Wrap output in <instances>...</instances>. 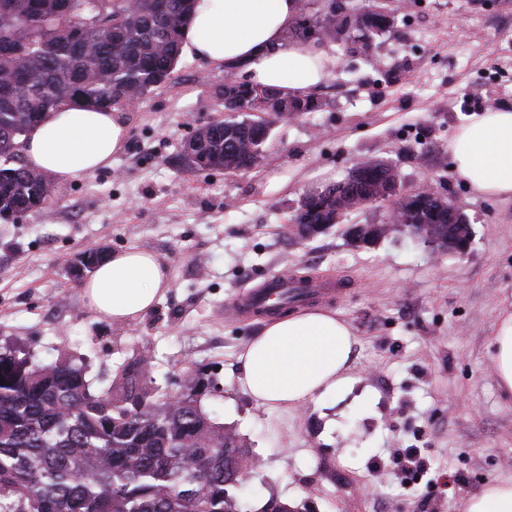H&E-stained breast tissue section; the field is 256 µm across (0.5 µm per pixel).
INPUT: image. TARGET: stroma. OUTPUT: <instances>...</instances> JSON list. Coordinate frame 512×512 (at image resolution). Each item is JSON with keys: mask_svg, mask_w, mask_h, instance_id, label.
Instances as JSON below:
<instances>
[{"mask_svg": "<svg viewBox=\"0 0 512 512\" xmlns=\"http://www.w3.org/2000/svg\"><path fill=\"white\" fill-rule=\"evenodd\" d=\"M394 13L367 39L321 35L339 63L312 92L318 109L275 120L249 172L190 167L184 141L216 116L228 72L183 55L174 80L128 111L110 167L56 181L47 208L0 223V346L42 364L80 358L97 391L143 350L161 394L203 370L214 386L207 411L255 461L233 490L242 512L273 495L309 512H464L471 495L512 480V401L490 356L512 296V199L470 188L448 153L472 114L512 108V39L501 36L512 0H405ZM364 159L460 206L468 253H435L399 228L372 247L351 245L341 226L290 236L303 197ZM88 243L167 265L170 286L144 318L115 323L87 306L69 267ZM285 269L337 284L318 303L353 327L359 381L341 400L269 411L236 386L237 357L265 317L231 305ZM411 452L427 471L402 484L395 464Z\"/></svg>", "mask_w": 512, "mask_h": 512, "instance_id": "35a3bbf8", "label": "stroma"}]
</instances>
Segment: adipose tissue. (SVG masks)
<instances>
[{"mask_svg": "<svg viewBox=\"0 0 512 512\" xmlns=\"http://www.w3.org/2000/svg\"><path fill=\"white\" fill-rule=\"evenodd\" d=\"M299 11L300 0H197L182 46L212 66L239 69L247 84L284 97L308 92L333 76L338 58L289 39ZM126 139L122 113L77 102L32 127L22 152L29 168L69 180L110 166ZM448 152L457 175L475 191L512 198V110L473 114ZM168 286L167 270L154 253L129 249L97 266L83 292L97 314L128 323L152 311ZM356 343L352 326L330 308L278 313L239 354L237 383L266 409L342 396L356 382ZM491 349L497 388L512 400V310L495 320Z\"/></svg>", "mask_w": 512, "mask_h": 512, "instance_id": "adipose-tissue-1", "label": "adipose tissue"}]
</instances>
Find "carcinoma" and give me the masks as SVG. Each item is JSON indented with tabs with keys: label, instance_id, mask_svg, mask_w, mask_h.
Returning <instances> with one entry per match:
<instances>
[{
	"label": "carcinoma",
	"instance_id": "1",
	"mask_svg": "<svg viewBox=\"0 0 512 512\" xmlns=\"http://www.w3.org/2000/svg\"><path fill=\"white\" fill-rule=\"evenodd\" d=\"M193 0H0V217L49 202L44 174L22 160V137L67 103L125 109L171 82ZM242 113L311 111L236 82ZM249 119L212 126L185 156L206 172L257 147ZM419 224H456L430 204ZM0 346V512H240L227 481L249 455L235 430L210 417L208 391L189 380L175 405L157 395L143 352L94 391L72 357L14 360ZM237 458L224 460V444Z\"/></svg>",
	"mask_w": 512,
	"mask_h": 512
}]
</instances>
